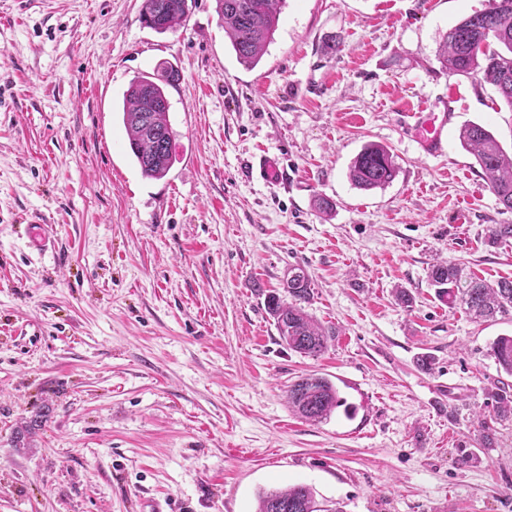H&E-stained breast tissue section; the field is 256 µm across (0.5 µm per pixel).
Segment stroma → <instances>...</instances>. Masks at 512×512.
<instances>
[{
    "instance_id": "35a3bbf8",
    "label": "stroma",
    "mask_w": 512,
    "mask_h": 512,
    "mask_svg": "<svg viewBox=\"0 0 512 512\" xmlns=\"http://www.w3.org/2000/svg\"><path fill=\"white\" fill-rule=\"evenodd\" d=\"M142 3L0 0V512H256L295 484L340 512H512V420L481 445L512 320L473 321L428 279L445 259L512 280V239L489 242L512 212L458 139L476 122L512 152V109L437 59L489 0H286L252 68L214 0L161 34ZM162 62L175 159L151 179L122 101ZM420 105L452 114L442 154L414 135ZM370 142L398 172L363 190L348 167ZM295 266L336 329L315 358L266 307ZM312 372L344 399L322 422L288 405ZM496 364L508 375H512V336H500L491 346Z\"/></svg>"
}]
</instances>
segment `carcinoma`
Masks as SVG:
<instances>
[{
    "label": "carcinoma",
    "instance_id": "1",
    "mask_svg": "<svg viewBox=\"0 0 512 512\" xmlns=\"http://www.w3.org/2000/svg\"><path fill=\"white\" fill-rule=\"evenodd\" d=\"M285 0H215V11L224 26L238 61L255 67L273 39ZM189 14L188 0H143L142 23L158 32L182 26ZM450 75L468 76L479 84L494 86L512 107V0H491L490 6L464 17L447 33L438 51ZM178 80L173 68L161 64L153 72L133 79L123 95L122 122L129 146L143 176L165 177L172 166V134L166 87ZM460 144L476 157L498 204L512 212V155H508L490 130L479 123L464 125ZM397 166L390 149L369 143L349 167L351 182L365 190L391 183ZM429 278L438 296L465 313L485 321L512 317V280L494 284L464 274L449 261L430 267ZM285 304L270 296L267 309L281 342L289 349L316 357L323 353L336 330L325 327L305 312L312 294L304 269L293 267L288 276ZM496 364L512 375V336H500L491 346ZM495 418L512 419V386L501 383L488 392ZM288 403L302 418L321 422L342 404L337 387L319 374L306 375L288 387ZM257 512H340L316 500L307 485L259 497Z\"/></svg>",
    "mask_w": 512,
    "mask_h": 512
}]
</instances>
